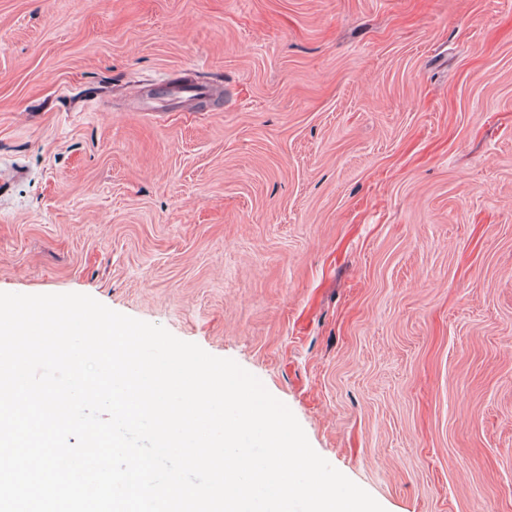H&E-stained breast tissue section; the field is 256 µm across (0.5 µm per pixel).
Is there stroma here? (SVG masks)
<instances>
[{"instance_id": "stroma-1", "label": "stroma", "mask_w": 512, "mask_h": 512, "mask_svg": "<svg viewBox=\"0 0 512 512\" xmlns=\"http://www.w3.org/2000/svg\"><path fill=\"white\" fill-rule=\"evenodd\" d=\"M0 291L235 360L385 512H512V0H0Z\"/></svg>"}]
</instances>
